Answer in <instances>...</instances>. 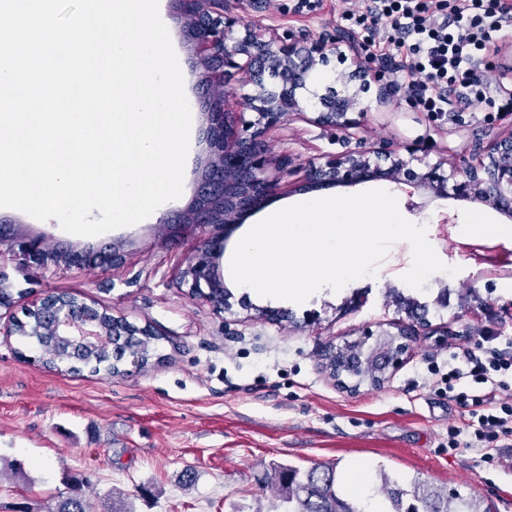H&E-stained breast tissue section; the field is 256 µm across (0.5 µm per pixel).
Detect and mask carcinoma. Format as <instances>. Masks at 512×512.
I'll list each match as a JSON object with an SVG mask.
<instances>
[{"label": "carcinoma", "mask_w": 512, "mask_h": 512, "mask_svg": "<svg viewBox=\"0 0 512 512\" xmlns=\"http://www.w3.org/2000/svg\"><path fill=\"white\" fill-rule=\"evenodd\" d=\"M38 318L32 317L25 339L43 350V364L49 367L75 358L94 372L111 374L120 364L122 354L88 351L74 354L67 347L36 334ZM157 336H130L123 351H133L145 357ZM276 496L287 505L286 512H367L368 504L349 499L338 489L336 471L328 465H314L306 471L296 468H275L269 477ZM381 493L388 503L385 512H490L472 496L465 497L456 489L444 490L429 482H417L406 490L388 476H383ZM54 512H87L86 500L79 495L58 502Z\"/></svg>", "instance_id": "carcinoma-1"}]
</instances>
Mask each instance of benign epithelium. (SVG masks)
Wrapping results in <instances>:
<instances>
[{"mask_svg": "<svg viewBox=\"0 0 512 512\" xmlns=\"http://www.w3.org/2000/svg\"><path fill=\"white\" fill-rule=\"evenodd\" d=\"M222 0H178L186 19L185 37L200 56L206 81L224 87L238 71L250 74L254 92L248 96L251 115L225 108L220 95L204 105L209 121V154L205 162L204 180L194 207L184 221L199 224L204 247L188 258L183 282L194 296L201 297L220 309L224 284L215 270V259L223 250L226 229L240 222L243 213L257 206L279 185L272 161L264 152V136L286 124L289 117L305 113L308 100L298 94L305 77L318 65H327L333 56H341L340 37H324L301 42L271 32L264 35L253 21L241 15L226 16L215 10ZM278 84L270 87L266 77ZM341 90L328 89L316 96L320 105L317 120L337 129L355 128L367 115L359 93L368 90L378 76L366 54L358 52L352 66L339 72ZM414 156L404 157L394 150L347 152L309 166L308 179L316 187H352L370 181L384 180L409 188V195H426L432 199L452 198L472 205L491 208L512 220V130L500 133L486 151L467 159L460 157L444 172L446 161L414 165ZM0 250H6L27 267L50 263L66 269L93 264L117 263L120 252L108 249L98 256L71 254L53 259L42 237L15 235L0 226ZM62 297L52 293L41 299L33 312L42 315V323L50 335L65 342L72 350L87 346L98 350L115 349L121 336L138 330L140 336H152L147 327H139L123 319H112L108 327L105 311L84 300L78 307L60 304ZM367 342L357 345L364 350ZM369 346V345H367ZM377 356L379 368L370 378L379 385L388 371L396 367L406 353L403 342L388 345L382 340L369 346ZM351 352L328 353L327 367L339 384L347 388L351 375L342 370V359Z\"/></svg>", "mask_w": 512, "mask_h": 512, "instance_id": "benign-epithelium-1", "label": "benign epithelium"}]
</instances>
